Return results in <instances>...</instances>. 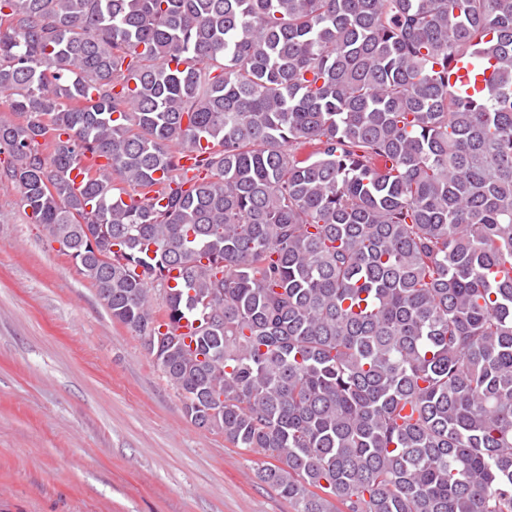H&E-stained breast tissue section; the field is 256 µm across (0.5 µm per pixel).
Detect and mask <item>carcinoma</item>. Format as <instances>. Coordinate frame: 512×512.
Listing matches in <instances>:
<instances>
[{
    "label": "carcinoma",
    "mask_w": 512,
    "mask_h": 512,
    "mask_svg": "<svg viewBox=\"0 0 512 512\" xmlns=\"http://www.w3.org/2000/svg\"><path fill=\"white\" fill-rule=\"evenodd\" d=\"M0 93V184L292 512H512V0H0Z\"/></svg>",
    "instance_id": "1"
}]
</instances>
